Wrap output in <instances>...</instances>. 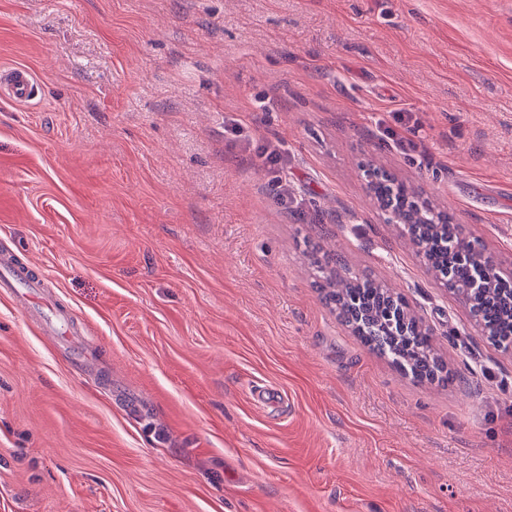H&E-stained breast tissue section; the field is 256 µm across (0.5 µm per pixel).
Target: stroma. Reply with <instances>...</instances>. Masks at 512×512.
I'll use <instances>...</instances> for the list:
<instances>
[{
	"label": "stroma",
	"mask_w": 512,
	"mask_h": 512,
	"mask_svg": "<svg viewBox=\"0 0 512 512\" xmlns=\"http://www.w3.org/2000/svg\"><path fill=\"white\" fill-rule=\"evenodd\" d=\"M13 66L41 94L0 95V253L72 341L0 296V512H512V353L359 172L512 270V0H0ZM312 243L404 295L459 383L364 348Z\"/></svg>",
	"instance_id": "1"
}]
</instances>
